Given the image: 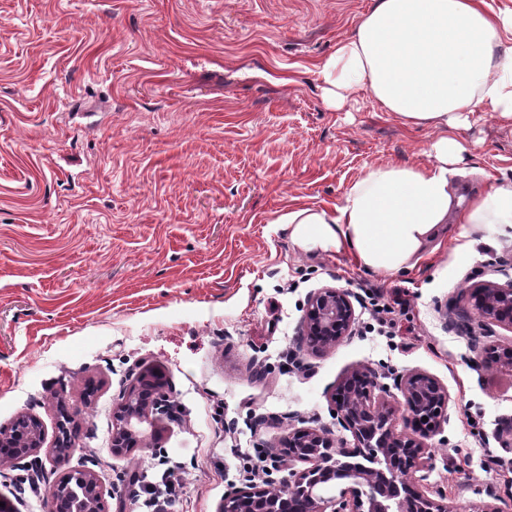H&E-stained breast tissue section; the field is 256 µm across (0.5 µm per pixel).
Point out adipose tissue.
<instances>
[{"mask_svg": "<svg viewBox=\"0 0 512 512\" xmlns=\"http://www.w3.org/2000/svg\"><path fill=\"white\" fill-rule=\"evenodd\" d=\"M317 69L327 108L366 93L403 126L437 136L425 161L370 166L333 208L289 211L295 245L345 249L367 270L396 274L437 251L452 223L512 238V177L489 179L467 201L456 185L471 116L512 128V12L487 0H374Z\"/></svg>", "mask_w": 512, "mask_h": 512, "instance_id": "adipose-tissue-1", "label": "adipose tissue"}]
</instances>
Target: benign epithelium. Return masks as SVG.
Listing matches in <instances>:
<instances>
[{"mask_svg": "<svg viewBox=\"0 0 512 512\" xmlns=\"http://www.w3.org/2000/svg\"><path fill=\"white\" fill-rule=\"evenodd\" d=\"M477 326L471 336H489L492 327L512 331V279L501 284L477 281L465 291ZM346 288L324 287L307 296L298 325L299 348L322 354L353 334L358 320L354 300ZM484 363L512 373V347L494 352ZM403 402L375 394L377 381L359 367L339 381L332 402L336 418L351 433L353 447L337 443L321 426L288 430L284 447L264 455L277 471L288 470V479L277 488L250 476L224 495L220 512H454L447 495H428L416 473L429 458L427 440L448 421L447 388L435 377L418 370L396 378ZM402 413L404 429L397 428ZM428 421H423V417ZM175 420L173 405L161 374L152 367L141 370L128 389L119 394L113 411L112 452L153 446L156 424ZM0 474L24 460L40 471L43 432L36 422L15 431L0 429ZM301 463L302 469L294 468ZM83 489L84 512H106L105 487L96 472H66L51 486L49 495Z\"/></svg>", "mask_w": 512, "mask_h": 512, "instance_id": "7a95c632", "label": "benign epithelium"}]
</instances>
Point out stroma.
<instances>
[{
  "mask_svg": "<svg viewBox=\"0 0 512 512\" xmlns=\"http://www.w3.org/2000/svg\"><path fill=\"white\" fill-rule=\"evenodd\" d=\"M374 0H0V427L23 413L52 448L61 411L77 417L62 471L188 464L176 512H217L280 415L351 441L329 394L353 367L395 379L426 371L449 394L429 439L425 486L469 506L487 491L512 512V375L472 357L443 306L467 309L474 275L512 279V240L450 225L415 270L374 273L347 252H305L282 219L329 208L379 162L424 161L433 131L409 129L370 96L329 110L313 67ZM469 189L512 175V132L470 119ZM379 287L408 306L393 336L355 333L292 360L308 293ZM160 368L180 419L154 447L116 456L112 409L140 364Z\"/></svg>",
  "mask_w": 512,
  "mask_h": 512,
  "instance_id": "stroma-1",
  "label": "stroma"
}]
</instances>
